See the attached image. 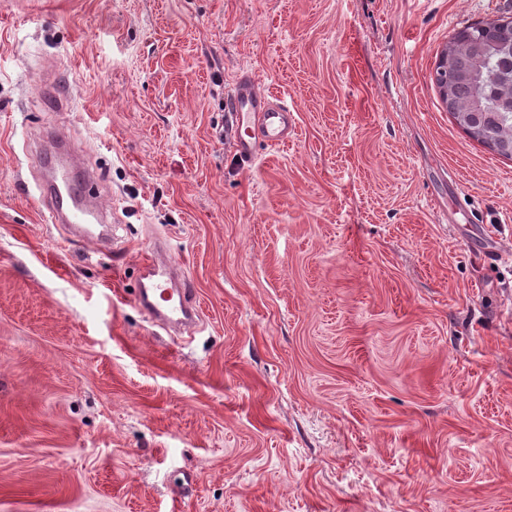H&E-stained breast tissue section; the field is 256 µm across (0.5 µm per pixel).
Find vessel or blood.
<instances>
[{"label": "vessel or blood", "mask_w": 512, "mask_h": 512, "mask_svg": "<svg viewBox=\"0 0 512 512\" xmlns=\"http://www.w3.org/2000/svg\"><path fill=\"white\" fill-rule=\"evenodd\" d=\"M231 102L237 112L240 127L236 135V148L241 155H252L254 143L252 131H259L274 144L288 137L289 109L277 106L259 89L257 82L248 80L234 85L230 91ZM34 163H47L48 178L42 186V196L48 202L49 219L69 227V239L81 245L97 242L108 246L112 240L97 236L87 229L88 223L99 220L97 200L83 196L72 212H65L59 203L61 183L67 182L77 164V156L69 142L62 136L50 134L34 149ZM144 282L139 302L153 320L164 326H180L192 329L200 318V306L188 279L178 278L174 266L147 259L143 266Z\"/></svg>", "instance_id": "vessel-or-blood-1"}]
</instances>
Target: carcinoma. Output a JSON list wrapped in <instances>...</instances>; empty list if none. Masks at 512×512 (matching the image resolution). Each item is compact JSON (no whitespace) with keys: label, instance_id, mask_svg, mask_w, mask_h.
I'll list each match as a JSON object with an SVG mask.
<instances>
[{"label":"carcinoma","instance_id":"cac0c4a2","mask_svg":"<svg viewBox=\"0 0 512 512\" xmlns=\"http://www.w3.org/2000/svg\"><path fill=\"white\" fill-rule=\"evenodd\" d=\"M477 32L473 24L448 40L453 76L442 101L463 130L482 128L512 144V110L497 103L500 95L512 93V54L500 49L512 43V25L490 29V41L472 39Z\"/></svg>","mask_w":512,"mask_h":512}]
</instances>
